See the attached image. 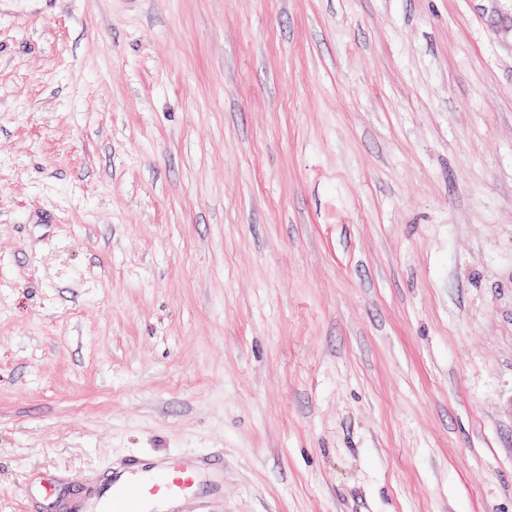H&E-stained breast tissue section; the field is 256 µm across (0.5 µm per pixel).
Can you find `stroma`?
<instances>
[{
    "label": "stroma",
    "instance_id": "35a3bbf8",
    "mask_svg": "<svg viewBox=\"0 0 512 512\" xmlns=\"http://www.w3.org/2000/svg\"><path fill=\"white\" fill-rule=\"evenodd\" d=\"M183 454L512 512V0H0V512Z\"/></svg>",
    "mask_w": 512,
    "mask_h": 512
}]
</instances>
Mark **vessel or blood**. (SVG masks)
I'll return each mask as SVG.
<instances>
[{"label":"vessel or blood","mask_w":512,"mask_h":512,"mask_svg":"<svg viewBox=\"0 0 512 512\" xmlns=\"http://www.w3.org/2000/svg\"><path fill=\"white\" fill-rule=\"evenodd\" d=\"M222 469V462L191 454L133 458L108 467L102 479L84 483L70 503L53 500L47 483L40 495L50 501V512H193L197 484L206 481L221 491Z\"/></svg>","instance_id":"obj_1"}]
</instances>
